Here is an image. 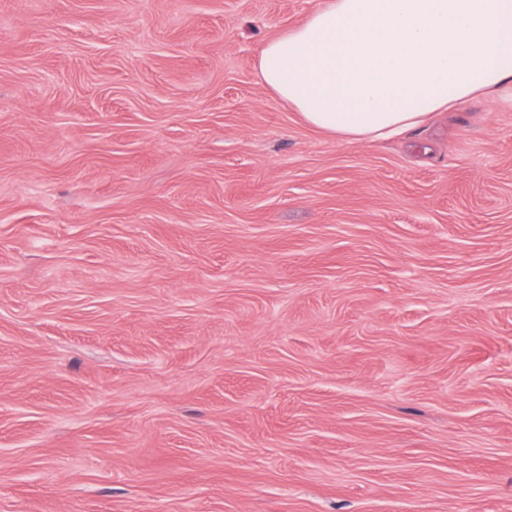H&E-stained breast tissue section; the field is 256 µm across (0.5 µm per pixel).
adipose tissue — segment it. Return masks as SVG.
Segmentation results:
<instances>
[{
  "label": "adipose tissue",
  "instance_id": "1",
  "mask_svg": "<svg viewBox=\"0 0 512 512\" xmlns=\"http://www.w3.org/2000/svg\"><path fill=\"white\" fill-rule=\"evenodd\" d=\"M258 72L320 131L395 137L512 87V0H325L264 44Z\"/></svg>",
  "mask_w": 512,
  "mask_h": 512
}]
</instances>
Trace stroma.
Listing matches in <instances>:
<instances>
[{
    "instance_id": "obj_1",
    "label": "stroma",
    "mask_w": 512,
    "mask_h": 512,
    "mask_svg": "<svg viewBox=\"0 0 512 512\" xmlns=\"http://www.w3.org/2000/svg\"><path fill=\"white\" fill-rule=\"evenodd\" d=\"M321 3L0 0V512H512V89L318 131Z\"/></svg>"
}]
</instances>
